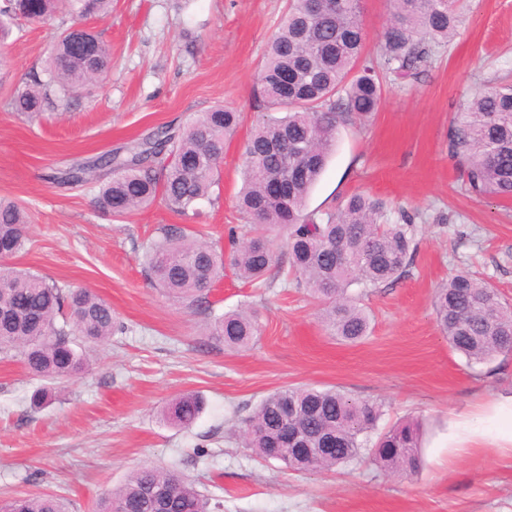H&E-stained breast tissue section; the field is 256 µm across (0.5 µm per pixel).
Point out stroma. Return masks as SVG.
Returning a JSON list of instances; mask_svg holds the SVG:
<instances>
[{
	"label": "stroma",
	"instance_id": "obj_1",
	"mask_svg": "<svg viewBox=\"0 0 512 512\" xmlns=\"http://www.w3.org/2000/svg\"><path fill=\"white\" fill-rule=\"evenodd\" d=\"M289 0H112L106 19L88 20L112 50L103 81L78 89L67 107L30 119L9 102L31 72L49 79L56 24L20 23L0 53V197L30 214L29 243L9 263L107 301L120 326L85 347L84 372L56 381L54 399L35 410L42 387L20 358L0 355V504L49 494L68 512H96L99 500L144 465L195 481L218 512H512V453L449 446L464 419L512 398V354L469 366L433 313L441 283L461 271L512 304V198L471 195L448 151V131L476 92L512 81V0H458L460 24L433 44L418 78L385 68L383 99L366 127L340 126L308 198V210L336 211L350 194L382 199L390 221L414 219L417 253L398 282L359 297L371 318L362 342L330 337L320 305L290 277L259 289L232 268L212 288L214 314L256 311L259 334L244 351L208 342L205 314L156 287L145 273L155 230L178 224L231 252L230 228L244 224L236 197L243 143L263 106L254 89L268 43ZM390 0H360L364 54L378 55ZM241 112L226 142L215 204L196 217L155 201L125 219L95 209L92 185L52 174L180 127L212 106ZM287 385L336 388L381 404L380 430L413 419L423 430L422 464L412 477L361 456L325 471L296 472L246 448L243 420ZM204 406L187 427L165 416L176 397Z\"/></svg>",
	"mask_w": 512,
	"mask_h": 512
}]
</instances>
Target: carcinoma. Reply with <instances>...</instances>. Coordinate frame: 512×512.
Instances as JSON below:
<instances>
[{"instance_id": "1", "label": "carcinoma", "mask_w": 512, "mask_h": 512, "mask_svg": "<svg viewBox=\"0 0 512 512\" xmlns=\"http://www.w3.org/2000/svg\"><path fill=\"white\" fill-rule=\"evenodd\" d=\"M394 17L383 35V66L397 76L416 77L431 54L429 40H451L458 16L453 0H393ZM112 0H8L0 9V41L19 19L49 21L61 14L72 24L60 33L50 60L52 80L31 76L30 84L11 99L13 111L36 117L49 106L70 102L74 90L112 68V50L98 33L79 25L88 17H107ZM364 32L359 0H342L335 9L309 11L292 0L288 14L270 41L257 93L266 113L244 144V186L240 210L249 224L229 230L230 264L258 288L275 286L289 266L322 306L330 335L357 343L370 335V319L351 288H379L408 272L416 251L411 218L403 224L385 220L386 204L365 193L345 198L324 215L305 210L307 196L320 177L344 124L365 126L378 111L383 92L373 63L362 60ZM295 77L288 88L282 75ZM241 114L213 107L174 131L103 153L70 169L65 180L86 183L99 171L93 204L124 218L162 199L174 213L200 214L199 205L214 202L228 137ZM470 193L512 197V84L476 93L456 113L448 134ZM288 181V195L272 198L268 185ZM27 210L0 199V258L21 252L27 242ZM287 232L278 250L256 231ZM147 274L168 294L212 314L209 294L224 275V252L176 224L156 229L147 255ZM433 307L448 345L472 365L512 353V306L502 303L488 284L460 272L438 288ZM117 328L112 307L87 288H67L36 273L0 265V354L20 352L27 369L50 381L82 372L87 358L79 342L103 344ZM259 332L255 311L241 308L215 316L205 335L234 350L250 348ZM202 410L196 395L175 399L165 418L180 426L194 422ZM294 413L307 445L333 441L332 450L315 459L281 449L293 444L282 434L281 419ZM383 415L377 403L360 401L335 389L285 387L265 397L245 419V447L264 459L282 457L294 470H331L371 449L375 464L391 473L417 468L420 429L405 423L371 442ZM213 512L194 482L172 470L147 465L100 505V512ZM4 512H65L55 497L42 494L14 498Z\"/></svg>"}]
</instances>
